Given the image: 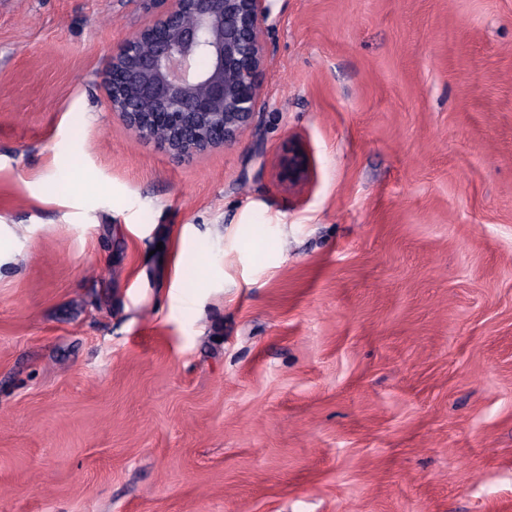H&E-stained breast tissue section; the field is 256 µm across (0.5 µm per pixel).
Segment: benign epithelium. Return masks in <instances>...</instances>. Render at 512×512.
Instances as JSON below:
<instances>
[{"mask_svg": "<svg viewBox=\"0 0 512 512\" xmlns=\"http://www.w3.org/2000/svg\"><path fill=\"white\" fill-rule=\"evenodd\" d=\"M154 22L112 56L108 95L134 133L174 158L232 144L253 124L268 57L267 0H153ZM156 128L165 135L155 137ZM307 174L288 153V180Z\"/></svg>", "mask_w": 512, "mask_h": 512, "instance_id": "1", "label": "benign epithelium"}]
</instances>
